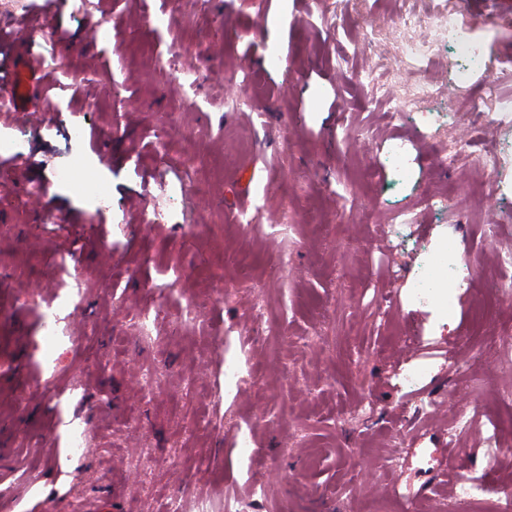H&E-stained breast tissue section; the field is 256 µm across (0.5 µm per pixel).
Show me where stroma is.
<instances>
[{"instance_id":"1","label":"stroma","mask_w":512,"mask_h":512,"mask_svg":"<svg viewBox=\"0 0 512 512\" xmlns=\"http://www.w3.org/2000/svg\"><path fill=\"white\" fill-rule=\"evenodd\" d=\"M450 11L484 56L454 96L453 49L412 61L434 32L398 24ZM2 34L49 80L0 111V512H498L512 303L474 313L512 286V120L486 91L512 98V0H0ZM452 239L465 285L416 302Z\"/></svg>"}]
</instances>
